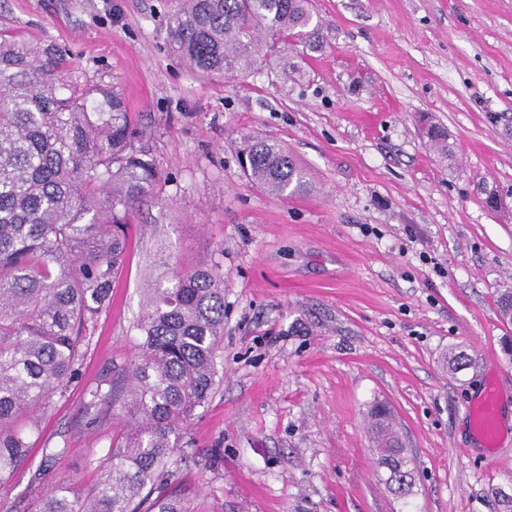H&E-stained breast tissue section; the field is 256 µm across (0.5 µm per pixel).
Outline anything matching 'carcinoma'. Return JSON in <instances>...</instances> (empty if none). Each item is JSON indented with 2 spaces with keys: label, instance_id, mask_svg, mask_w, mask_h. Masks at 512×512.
I'll return each instance as SVG.
<instances>
[{
  "label": "carcinoma",
  "instance_id": "cac0c4a2",
  "mask_svg": "<svg viewBox=\"0 0 512 512\" xmlns=\"http://www.w3.org/2000/svg\"><path fill=\"white\" fill-rule=\"evenodd\" d=\"M308 0H179L174 50L205 75H245L292 38L314 34ZM123 99L66 78L59 48L0 38V485L31 450L27 430L77 376L89 323L108 308L129 241L124 226L158 172ZM430 147L451 157L448 133L428 127ZM239 162L279 195L306 187L280 144L243 137ZM224 276L217 265L171 270L137 324L139 355L121 409L125 441L97 459L102 477L82 496L67 485L35 491L27 512H189L165 488L193 455L184 430L213 395L224 330ZM396 495L403 442L390 409L367 411Z\"/></svg>",
  "mask_w": 512,
  "mask_h": 512
}]
</instances>
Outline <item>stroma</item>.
<instances>
[{
  "label": "stroma",
  "mask_w": 512,
  "mask_h": 512,
  "mask_svg": "<svg viewBox=\"0 0 512 512\" xmlns=\"http://www.w3.org/2000/svg\"><path fill=\"white\" fill-rule=\"evenodd\" d=\"M311 4L309 43L211 77L170 43L173 0H0V37L56 45L82 83L114 85L160 175L79 376L0 497L27 505L37 473L98 485L89 457L121 439L122 369L164 254L224 272L219 380L175 476L192 512H512V323L497 308L512 288V0ZM244 134L284 145L308 190L244 177ZM490 377L507 431L492 451L466 411ZM99 387L111 403L86 408ZM377 401L413 459L406 500L376 465Z\"/></svg>",
  "instance_id": "1"
}]
</instances>
